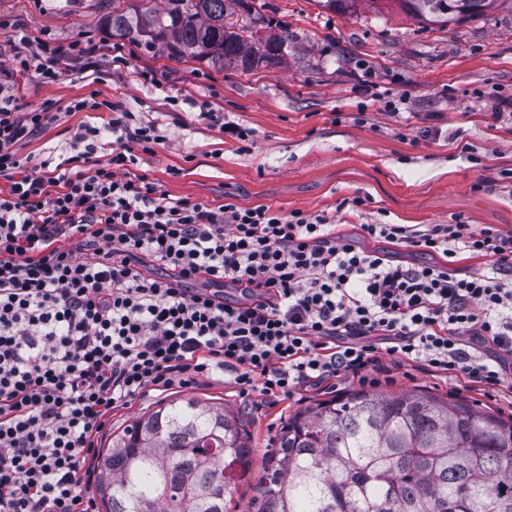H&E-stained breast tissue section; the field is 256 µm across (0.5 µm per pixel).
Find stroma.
<instances>
[{"mask_svg": "<svg viewBox=\"0 0 512 512\" xmlns=\"http://www.w3.org/2000/svg\"><path fill=\"white\" fill-rule=\"evenodd\" d=\"M270 33L295 37L288 63L245 73L208 62L168 60L159 48L124 43V63L112 60L103 17L110 0H0V53L30 48L50 35L79 38L90 53L61 64L53 83L29 75L16 91L27 110L53 119L20 153L32 164L74 155L81 125L103 126L110 110L72 112L74 99L97 94L121 104L138 124L154 125L160 141L140 154L137 173L170 198L217 207L263 206L279 214L301 210L339 225L360 248L411 264L435 263L418 248L363 237V224H472L512 232V0L445 27L425 25L398 0H361L356 11L333 13L314 0H264ZM151 80L139 79V72ZM246 128L225 134L223 122ZM362 198L352 207V198ZM375 389L425 392L512 416V360L505 388L491 391L464 377L431 373L389 354ZM358 379L331 380L294 398L242 393L231 372L196 376L190 385L151 390L113 412L97 450L136 416L191 395L243 416L260 470L282 426L300 408L359 388Z\"/></svg>", "mask_w": 512, "mask_h": 512, "instance_id": "stroma-1", "label": "stroma"}]
</instances>
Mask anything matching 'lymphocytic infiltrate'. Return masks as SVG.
<instances>
[{
	"label": "lymphocytic infiltrate",
	"mask_w": 512,
	"mask_h": 512,
	"mask_svg": "<svg viewBox=\"0 0 512 512\" xmlns=\"http://www.w3.org/2000/svg\"><path fill=\"white\" fill-rule=\"evenodd\" d=\"M84 53L40 39L0 59V512H90L89 458L112 410L213 364L242 391L290 397L373 370L381 337L425 369L500 388L499 365L468 339L512 356L511 233L361 225L448 259H490L460 279L357 249L319 215L172 199L134 173L158 136L125 110L81 126L74 167L51 174L17 154L49 116L22 111L15 80L55 82ZM106 138L107 162L79 169ZM229 284L243 299L217 293Z\"/></svg>",
	"instance_id": "f902f5d3"
}]
</instances>
